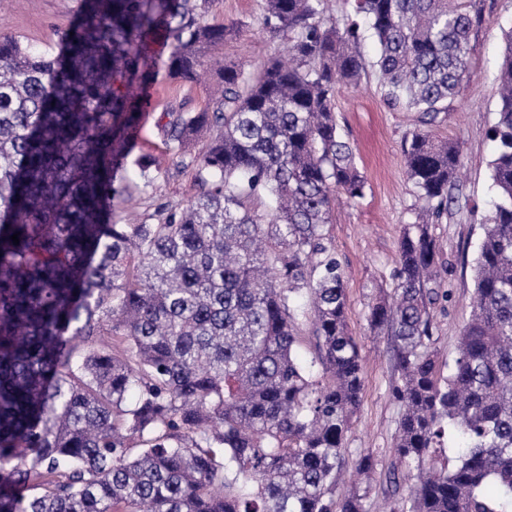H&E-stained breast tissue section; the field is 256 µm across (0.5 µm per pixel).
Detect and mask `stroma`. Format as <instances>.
I'll use <instances>...</instances> for the list:
<instances>
[{
  "instance_id": "35a3bbf8",
  "label": "stroma",
  "mask_w": 512,
  "mask_h": 512,
  "mask_svg": "<svg viewBox=\"0 0 512 512\" xmlns=\"http://www.w3.org/2000/svg\"><path fill=\"white\" fill-rule=\"evenodd\" d=\"M482 15L470 35L469 70L460 96L450 99L431 132L458 142L462 151L460 199L447 219L432 225L447 266L444 277L452 294L446 312L435 319L434 336L441 360L457 355L458 336L470 314L473 262L482 225L494 197L490 162L494 145L487 135L496 119V88L505 47L504 34L512 30V0H473ZM76 0H0V33L15 35L33 48L47 52L55 33L68 26ZM265 0H212L208 22H222L236 33L224 43V57L260 65L272 54L284 53V43L262 30ZM364 74L359 88L339 87L335 96L336 120L355 148L356 162L366 179L365 193L351 202L337 197L329 226L336 256L345 275L350 331L361 346L365 387L357 420L344 441L345 466L337 487L345 492L356 478L360 453L372 452L376 467L366 483L371 512H396L398 501L386 482L385 470L393 457V442L400 408L390 386L396 376L391 336L371 331L368 306L394 286L397 244L407 224L414 220L416 197L405 174L402 146L419 125L414 112L388 109L381 98L373 62L372 42L361 47ZM160 96L142 119V144L136 155H161L158 133L163 113L204 106L203 86L187 85L159 77ZM125 192L141 216L164 205L184 203L194 192L191 170L167 165L154 187H144L136 166H128Z\"/></svg>"
}]
</instances>
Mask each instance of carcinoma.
Listing matches in <instances>:
<instances>
[{"label":"carcinoma","instance_id":"1","mask_svg":"<svg viewBox=\"0 0 512 512\" xmlns=\"http://www.w3.org/2000/svg\"><path fill=\"white\" fill-rule=\"evenodd\" d=\"M322 2L266 0L288 56L251 70L224 61L235 30L204 20L210 0H79L52 53L0 34V512H369L357 488L335 498L365 376L328 231L333 195L366 187L333 107L339 84L361 82L366 32L385 105L420 123L403 144L419 210L391 299L367 314L398 372L387 477L417 480L400 512H512V32L495 200L445 375L430 225L462 159L426 127L463 89L477 16L470 0H353L339 23ZM158 32L170 78L218 82L203 109L158 125L195 193L119 224L115 171L155 80L140 43Z\"/></svg>","mask_w":512,"mask_h":512}]
</instances>
